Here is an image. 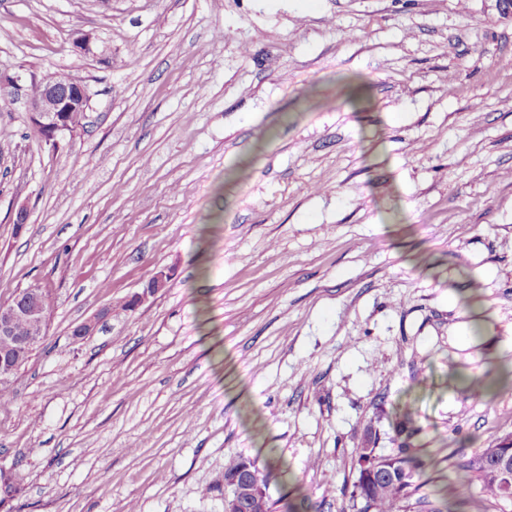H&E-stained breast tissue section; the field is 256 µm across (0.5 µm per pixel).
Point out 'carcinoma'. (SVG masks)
Wrapping results in <instances>:
<instances>
[{
	"label": "carcinoma",
	"instance_id": "1",
	"mask_svg": "<svg viewBox=\"0 0 512 512\" xmlns=\"http://www.w3.org/2000/svg\"><path fill=\"white\" fill-rule=\"evenodd\" d=\"M503 444L504 440L497 437L492 445L479 449L467 462L456 464L467 471L460 489L468 492L473 487L478 488L480 500L499 509L507 501L503 480L494 474L501 461ZM357 470L358 476L350 492L356 512H411L413 503H428V496L420 493L427 485L420 481L424 474L423 463L416 449L406 441L386 455H378L372 448L359 449ZM23 480L17 467L8 476L0 472V498H19L24 492ZM242 512H275L274 503L265 495L252 496L244 502Z\"/></svg>",
	"mask_w": 512,
	"mask_h": 512
}]
</instances>
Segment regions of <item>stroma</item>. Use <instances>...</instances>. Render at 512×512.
<instances>
[{"mask_svg":"<svg viewBox=\"0 0 512 512\" xmlns=\"http://www.w3.org/2000/svg\"><path fill=\"white\" fill-rule=\"evenodd\" d=\"M508 57L493 0H0V71L90 93L55 149L0 112V303L55 298L0 400L17 512H224L242 459L348 512L405 411L486 512L446 485L512 435Z\"/></svg>","mask_w":512,"mask_h":512,"instance_id":"1","label":"stroma"}]
</instances>
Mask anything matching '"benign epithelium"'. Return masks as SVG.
Masks as SVG:
<instances>
[{
  "mask_svg": "<svg viewBox=\"0 0 512 512\" xmlns=\"http://www.w3.org/2000/svg\"><path fill=\"white\" fill-rule=\"evenodd\" d=\"M0 95L15 100L23 95L27 98L28 121L39 135L41 142L56 146L61 138L71 132L68 114L84 112L89 104L87 83L72 74L58 73L53 81L44 85L40 75H30L25 84L17 76L0 73ZM167 277L162 273L152 277L134 303L140 305L166 286ZM48 326L41 289L31 288L27 298L20 304L0 306V338L11 340L18 346H33L40 342ZM249 468L244 467L235 476L226 480L232 488V496L224 501V512H239L241 502L247 495L261 490L248 476Z\"/></svg>",
  "mask_w": 512,
  "mask_h": 512,
  "instance_id": "7a95c632",
  "label": "benign epithelium"
}]
</instances>
